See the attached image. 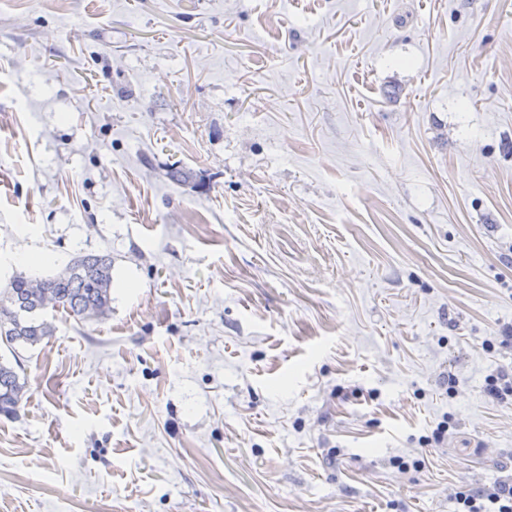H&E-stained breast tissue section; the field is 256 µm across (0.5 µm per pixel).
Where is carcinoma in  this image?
I'll return each mask as SVG.
<instances>
[{
	"label": "carcinoma",
	"instance_id": "1",
	"mask_svg": "<svg viewBox=\"0 0 512 512\" xmlns=\"http://www.w3.org/2000/svg\"><path fill=\"white\" fill-rule=\"evenodd\" d=\"M112 256L86 254L74 257L54 275L32 278L18 273L0 288V342L10 349L35 346L53 335V326L38 317H26L19 307L31 305L37 296H53L57 308L78 320L99 318L111 310ZM26 383L14 367L0 362V414L17 412Z\"/></svg>",
	"mask_w": 512,
	"mask_h": 512
}]
</instances>
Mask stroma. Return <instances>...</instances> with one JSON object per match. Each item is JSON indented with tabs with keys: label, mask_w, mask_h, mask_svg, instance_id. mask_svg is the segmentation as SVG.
<instances>
[{
	"label": "stroma",
	"mask_w": 512,
	"mask_h": 512,
	"mask_svg": "<svg viewBox=\"0 0 512 512\" xmlns=\"http://www.w3.org/2000/svg\"><path fill=\"white\" fill-rule=\"evenodd\" d=\"M22 251L112 303L0 347V512H457L512 466V0H0ZM26 388L14 367L0 362V414H16Z\"/></svg>",
	"instance_id": "35a3bbf8"
}]
</instances>
